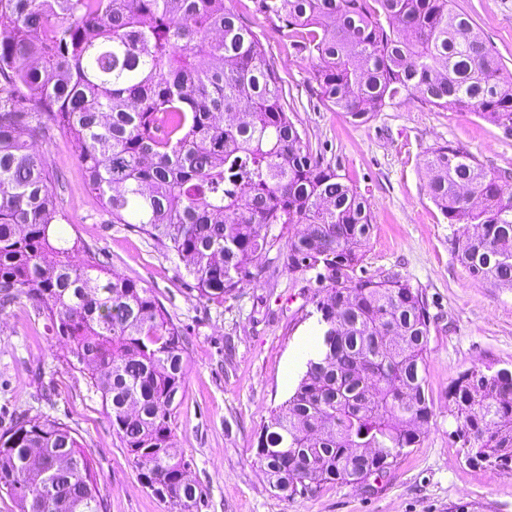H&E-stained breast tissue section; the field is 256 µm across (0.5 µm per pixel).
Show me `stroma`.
I'll return each mask as SVG.
<instances>
[{
	"label": "stroma",
	"mask_w": 512,
	"mask_h": 512,
	"mask_svg": "<svg viewBox=\"0 0 512 512\" xmlns=\"http://www.w3.org/2000/svg\"><path fill=\"white\" fill-rule=\"evenodd\" d=\"M224 4L261 39L313 156L370 204L372 232L358 274L395 273L421 292L430 317L424 376L432 417L422 444L405 449L379 481L327 483L280 498L258 462V439L301 378L287 367L302 338L317 330L313 272L289 270L279 242L255 262L257 279L220 303L199 298L182 261L99 210L75 147L56 135L43 150L64 182L68 234L104 253L114 272L139 281L187 331L189 368L174 427L202 492L198 512H448L466 502L483 512H512V471L467 463L449 395L472 366L512 367V289L473 277L455 260V227L430 199L424 168L427 151L449 143L488 170L512 171V130L405 98L352 119L324 102L313 59L297 52L277 19L256 12L252 0ZM454 7L512 72V0H454ZM71 359L69 345L45 331L28 303L0 310V432L25 415H52L78 434L105 512H167L139 481L99 393Z\"/></svg>",
	"instance_id": "stroma-1"
}]
</instances>
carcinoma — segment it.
Returning <instances> with one entry per match:
<instances>
[{"instance_id": "carcinoma-1", "label": "carcinoma", "mask_w": 512, "mask_h": 512, "mask_svg": "<svg viewBox=\"0 0 512 512\" xmlns=\"http://www.w3.org/2000/svg\"><path fill=\"white\" fill-rule=\"evenodd\" d=\"M315 65L333 109L362 119L400 98L468 110L512 129V83L452 0H254ZM60 133L86 185L183 263L199 297L222 301L285 240L291 270H314L317 357L263 427L258 457L289 500L332 482L363 484L416 446L432 410L429 315L393 274L357 275L371 233L367 200L313 157L258 35L224 0H0V309L27 301L71 347L100 393L141 483L166 479L168 512L201 502L176 450L184 328L148 290L67 234L63 184L44 152ZM430 199L459 228L453 255L475 278L512 288V174L444 144L424 160ZM466 460L512 470V376L473 366L453 383ZM0 492L18 512H103L75 432L39 413L0 433Z\"/></svg>"}]
</instances>
